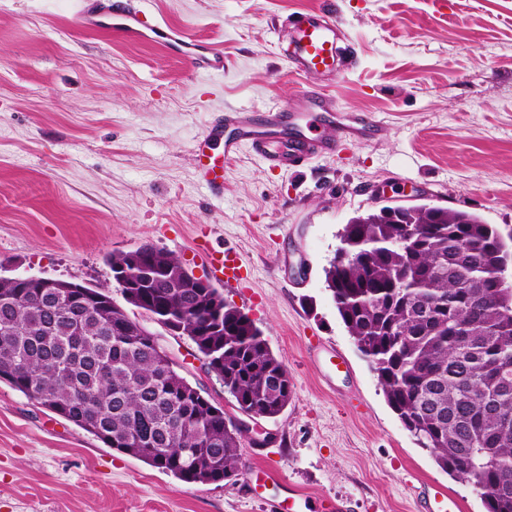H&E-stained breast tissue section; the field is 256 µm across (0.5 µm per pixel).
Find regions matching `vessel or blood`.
Instances as JSON below:
<instances>
[{
    "mask_svg": "<svg viewBox=\"0 0 512 512\" xmlns=\"http://www.w3.org/2000/svg\"><path fill=\"white\" fill-rule=\"evenodd\" d=\"M76 15L84 24L103 26L125 38L156 42L177 54L195 57L201 72L220 74L224 71L221 48L199 45L186 32L162 25L144 11L125 8L120 0H79ZM285 24L291 29L293 50L289 60L296 72L320 75L335 71L340 31L330 14L324 11L300 13L288 16ZM228 123L236 129V138H225L224 126ZM278 129L277 118H270L263 124L251 112H233L228 119L214 120L195 147L200 180L210 189H223L222 160L234 156L243 141L272 168L293 165L334 151L338 146L332 136L310 141L293 137L284 141L279 138ZM202 254L217 283L227 286L239 283L242 266L237 258L208 248L203 249ZM457 508L456 501L436 486L424 489L419 499V512H456Z\"/></svg>",
    "mask_w": 512,
    "mask_h": 512,
    "instance_id": "obj_1",
    "label": "vessel or blood"
}]
</instances>
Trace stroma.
<instances>
[{
    "instance_id": "stroma-1",
    "label": "stroma",
    "mask_w": 512,
    "mask_h": 512,
    "mask_svg": "<svg viewBox=\"0 0 512 512\" xmlns=\"http://www.w3.org/2000/svg\"><path fill=\"white\" fill-rule=\"evenodd\" d=\"M331 3L355 50L336 75L296 73L278 49L293 12ZM152 19L224 49V74L195 75L164 46L81 24L71 0H0V276L109 289L115 251L150 244L207 276L195 247L239 258L224 299L248 314L293 383L268 440L243 441L242 474L186 483L107 447L0 382V512H277V467L304 497L342 512H416L435 483L460 512H485L472 483L443 472L389 407L336 311L323 269L348 221L389 199L467 211L512 232V0H133ZM320 88L309 138L349 116L368 136L272 168L248 149L217 195L196 176L211 115L265 113ZM305 262L294 279L289 264ZM178 371L236 415L187 336H161ZM344 366H337V358Z\"/></svg>"
}]
</instances>
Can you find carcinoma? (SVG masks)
Instances as JSON below:
<instances>
[{
	"label": "carcinoma",
	"instance_id": "cac0c4a2",
	"mask_svg": "<svg viewBox=\"0 0 512 512\" xmlns=\"http://www.w3.org/2000/svg\"><path fill=\"white\" fill-rule=\"evenodd\" d=\"M346 258L324 268L338 315L388 404L449 475L479 484L486 512H512V260L478 215L427 204L380 210L341 234ZM127 266L130 305L183 334L239 412L280 415L288 370L263 331L219 289L180 283L181 262L144 244ZM0 381L105 445L186 483H220L243 469L244 434L194 390L104 288L67 293L0 281Z\"/></svg>",
	"mask_w": 512,
	"mask_h": 512
}]
</instances>
